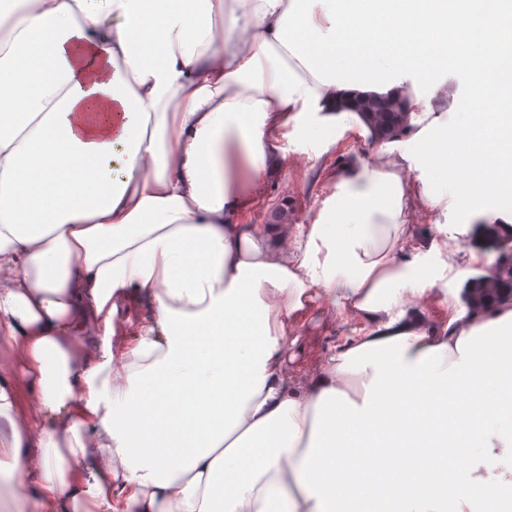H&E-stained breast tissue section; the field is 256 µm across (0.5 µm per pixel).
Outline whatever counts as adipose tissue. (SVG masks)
<instances>
[{"label": "adipose tissue", "mask_w": 512, "mask_h": 512, "mask_svg": "<svg viewBox=\"0 0 512 512\" xmlns=\"http://www.w3.org/2000/svg\"><path fill=\"white\" fill-rule=\"evenodd\" d=\"M362 0H0V483L8 512H336L358 457L344 441L382 418L428 427L445 403L482 422L454 512L512 489V428L479 401L512 368V300L469 309L451 292L474 255L449 231L417 239L419 211L455 205L441 120L464 100L424 79L408 126L380 138L348 93L396 73L337 64ZM44 65L31 98L18 80ZM345 141L372 157L324 165ZM319 163L324 193L298 236L253 224L289 155ZM34 168L31 205L12 200ZM365 325L305 378L290 370L312 289ZM138 335L113 351L130 305ZM208 367L232 389L219 413L154 393L158 448L141 444L144 380ZM217 423L183 451L167 409Z\"/></svg>", "instance_id": "ef3b65f1"}]
</instances>
